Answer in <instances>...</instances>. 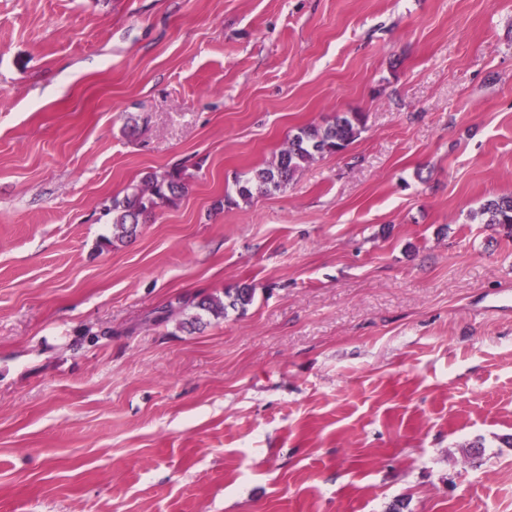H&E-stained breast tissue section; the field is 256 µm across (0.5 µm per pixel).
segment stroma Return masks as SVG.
I'll return each mask as SVG.
<instances>
[{
    "label": "stroma",
    "instance_id": "35a3bbf8",
    "mask_svg": "<svg viewBox=\"0 0 512 512\" xmlns=\"http://www.w3.org/2000/svg\"><path fill=\"white\" fill-rule=\"evenodd\" d=\"M503 194L512 0H0V512H512ZM363 128V114L347 112L336 116L326 127L299 129L273 162L257 167L235 181L236 197L247 204L257 195L284 190L297 172L318 157L343 151L359 137ZM236 197L226 194L224 202L219 201L218 205H239ZM185 189V174L180 167H173L162 173H151L141 183L130 187L120 197H113L105 211L112 215V227L115 230L112 241L123 242L124 238L133 236L140 220L163 206L172 205ZM478 214L485 224H496L512 232V195H502L487 200ZM225 296L230 299L228 304L219 298L205 297L197 302L195 307L219 318L226 314L228 307L244 309L251 304L254 299V290L248 287L237 288L234 293L227 292Z\"/></svg>",
    "mask_w": 512,
    "mask_h": 512
}]
</instances>
